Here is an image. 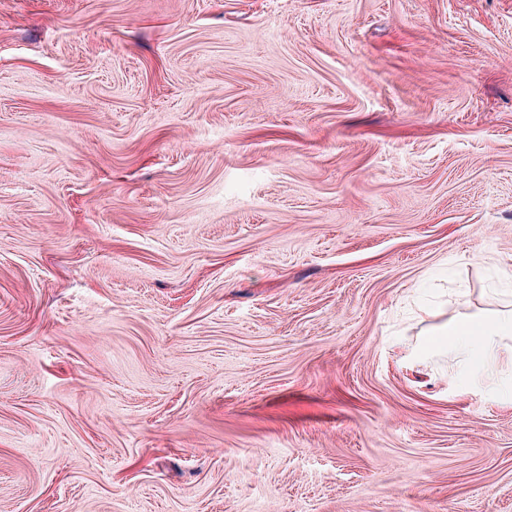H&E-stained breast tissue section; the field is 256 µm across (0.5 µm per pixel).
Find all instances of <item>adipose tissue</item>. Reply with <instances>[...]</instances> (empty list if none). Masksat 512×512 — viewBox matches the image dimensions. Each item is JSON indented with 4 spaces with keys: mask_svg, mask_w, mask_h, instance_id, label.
Listing matches in <instances>:
<instances>
[{
    "mask_svg": "<svg viewBox=\"0 0 512 512\" xmlns=\"http://www.w3.org/2000/svg\"><path fill=\"white\" fill-rule=\"evenodd\" d=\"M451 351L482 370L512 366V310L464 312L433 327L417 344V356Z\"/></svg>",
    "mask_w": 512,
    "mask_h": 512,
    "instance_id": "ef3b65f1",
    "label": "adipose tissue"
}]
</instances>
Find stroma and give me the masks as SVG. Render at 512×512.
I'll use <instances>...</instances> for the list:
<instances>
[{
    "label": "stroma",
    "mask_w": 512,
    "mask_h": 512,
    "mask_svg": "<svg viewBox=\"0 0 512 512\" xmlns=\"http://www.w3.org/2000/svg\"><path fill=\"white\" fill-rule=\"evenodd\" d=\"M512 0H0V512H512ZM426 336L430 337L415 347L419 357L447 350L483 371L498 367L505 359L512 366V310L459 313Z\"/></svg>",
    "instance_id": "obj_1"
}]
</instances>
